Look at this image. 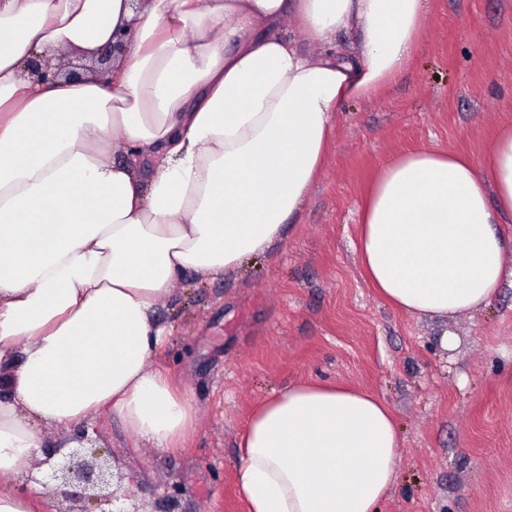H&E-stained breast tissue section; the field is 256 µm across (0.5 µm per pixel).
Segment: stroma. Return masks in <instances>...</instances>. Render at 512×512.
Returning <instances> with one entry per match:
<instances>
[{"instance_id": "1", "label": "stroma", "mask_w": 512, "mask_h": 512, "mask_svg": "<svg viewBox=\"0 0 512 512\" xmlns=\"http://www.w3.org/2000/svg\"><path fill=\"white\" fill-rule=\"evenodd\" d=\"M506 122L512 0H428L407 70L333 114L323 168L283 239L214 282L185 273L162 309L155 364L197 408L184 448H154L103 415L89 430L44 429L35 460L84 432L85 457L128 489L126 512H246L237 470L251 414L320 382L369 391L397 420V479L379 512H512V286L476 312L409 314L369 286L357 253L363 198L386 162L437 148L478 163ZM42 488L41 512L105 508L75 484Z\"/></svg>"}]
</instances>
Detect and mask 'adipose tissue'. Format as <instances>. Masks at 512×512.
<instances>
[{
    "instance_id": "adipose-tissue-1",
    "label": "adipose tissue",
    "mask_w": 512,
    "mask_h": 512,
    "mask_svg": "<svg viewBox=\"0 0 512 512\" xmlns=\"http://www.w3.org/2000/svg\"><path fill=\"white\" fill-rule=\"evenodd\" d=\"M426 0H0V512H39L46 426L103 413L157 448L195 429L187 389L153 367L160 307L269 251L319 174L332 112L409 66ZM292 20L310 55L282 28ZM357 32L358 47L336 41ZM111 73L41 80L28 62L96 52ZM512 130L482 164L418 149L389 161L362 213L365 277L439 317L495 298L512 235ZM400 442L375 395L302 383L246 430L247 512H377Z\"/></svg>"
}]
</instances>
